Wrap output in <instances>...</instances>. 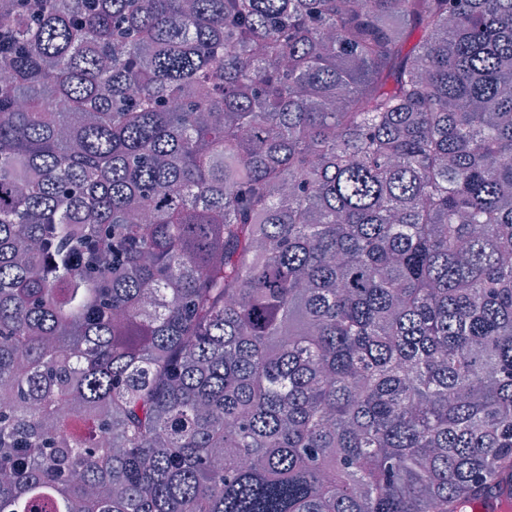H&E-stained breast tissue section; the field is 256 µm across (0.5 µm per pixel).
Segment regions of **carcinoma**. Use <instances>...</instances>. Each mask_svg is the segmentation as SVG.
I'll return each instance as SVG.
<instances>
[{
  "mask_svg": "<svg viewBox=\"0 0 512 512\" xmlns=\"http://www.w3.org/2000/svg\"><path fill=\"white\" fill-rule=\"evenodd\" d=\"M1 14L0 512L512 498V0Z\"/></svg>",
  "mask_w": 512,
  "mask_h": 512,
  "instance_id": "obj_1",
  "label": "carcinoma"
}]
</instances>
